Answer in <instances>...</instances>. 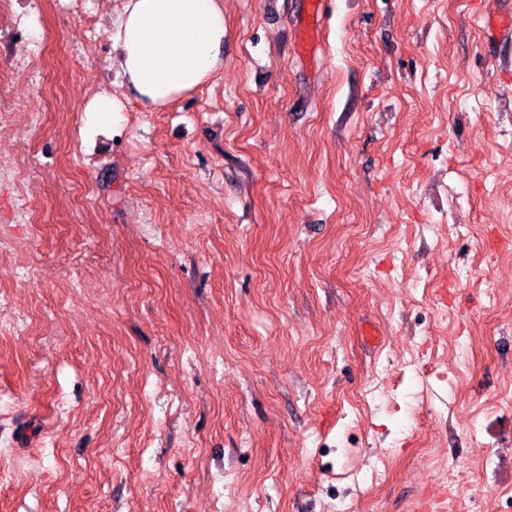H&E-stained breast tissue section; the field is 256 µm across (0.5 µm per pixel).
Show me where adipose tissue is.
Here are the masks:
<instances>
[{"mask_svg": "<svg viewBox=\"0 0 512 512\" xmlns=\"http://www.w3.org/2000/svg\"><path fill=\"white\" fill-rule=\"evenodd\" d=\"M121 95L101 94L88 112L105 118L128 100L158 109L224 68L223 0H123L112 35Z\"/></svg>", "mask_w": 512, "mask_h": 512, "instance_id": "ef3b65f1", "label": "adipose tissue"}]
</instances>
